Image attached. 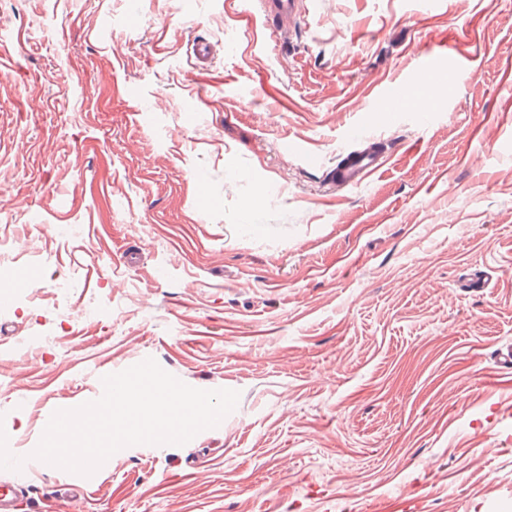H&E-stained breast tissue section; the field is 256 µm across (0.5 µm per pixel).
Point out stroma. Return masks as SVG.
<instances>
[{
	"label": "stroma",
	"mask_w": 512,
	"mask_h": 512,
	"mask_svg": "<svg viewBox=\"0 0 512 512\" xmlns=\"http://www.w3.org/2000/svg\"><path fill=\"white\" fill-rule=\"evenodd\" d=\"M307 7L256 46V0H0L10 452L149 357L240 393L89 477L0 469L19 512H512V0ZM443 45L430 120L381 111ZM383 161L372 154H359L341 170L339 179L344 185H361L378 172Z\"/></svg>",
	"instance_id": "35a3bbf8"
}]
</instances>
